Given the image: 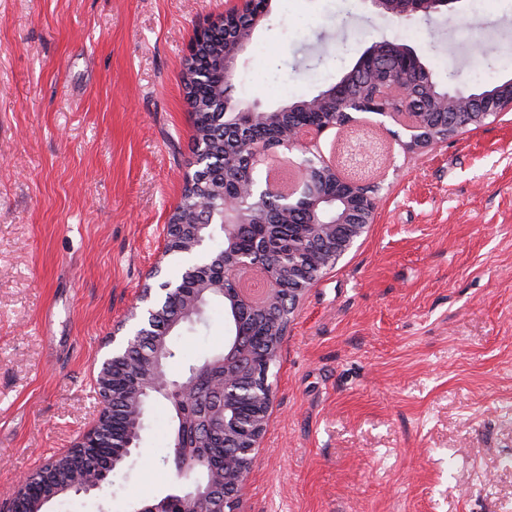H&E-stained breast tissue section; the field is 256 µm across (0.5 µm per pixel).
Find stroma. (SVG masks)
Wrapping results in <instances>:
<instances>
[{"instance_id": "stroma-1", "label": "stroma", "mask_w": 512, "mask_h": 512, "mask_svg": "<svg viewBox=\"0 0 512 512\" xmlns=\"http://www.w3.org/2000/svg\"><path fill=\"white\" fill-rule=\"evenodd\" d=\"M229 0H0V491L81 437L112 331L159 260L194 160L184 63ZM447 80L512 79V0L398 21L364 0H271L235 95L292 103L372 43ZM375 221L304 295L238 512H512V113L404 152L364 114ZM221 307L173 335L170 367L222 351ZM170 406L101 492L49 512H128L172 484Z\"/></svg>"}]
</instances>
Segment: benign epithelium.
<instances>
[{"label": "benign epithelium", "mask_w": 512, "mask_h": 512, "mask_svg": "<svg viewBox=\"0 0 512 512\" xmlns=\"http://www.w3.org/2000/svg\"><path fill=\"white\" fill-rule=\"evenodd\" d=\"M380 13L398 20L415 16L429 17L459 0H366ZM269 0L256 7V0H237V3L208 22L210 28H226L224 54L220 65L224 70V124L237 133L242 128L236 125L237 113L245 112L250 121L256 123L275 121L280 112H272L258 104L241 105L231 96L234 73L242 55L255 33L266 21ZM336 101V117L326 122L288 124L280 149L296 150L300 153L297 163L299 176L287 191L277 189L270 178L258 183L245 181L241 176L234 178V187L207 189L204 191L202 208L208 213L203 222H187L174 211L166 226L164 245L159 259L175 253L193 254L220 232L224 238V252L212 253L205 260L189 267L184 277L195 282V295L185 297L186 288L180 283L168 281L149 285L141 290L139 305L130 319L135 321L134 329L120 335L125 324H120L112 332V349L97 366L94 385L103 408L89 429L78 442L49 459L52 465L66 459L82 448L96 444L97 435L104 423L112 417L113 400L109 380L115 372H120L132 380L131 393L127 398L129 409L136 418L133 429L142 427L148 396L161 390L165 397L180 409H187L195 402L204 401L203 395L214 390L223 395L227 392L238 395L242 388L239 378L242 375L246 349L241 340L234 336L225 339L224 353L207 358L178 380L172 379L162 369V359L166 356L168 332L159 325L162 308L158 304L186 298L185 322L203 320L207 297L211 290L224 288V281H230L235 293L232 309L247 306L257 312H266L278 306V292L283 271L278 265L266 263L261 254L252 256L236 252V241L240 225L251 222L261 211L260 199L273 200L282 207V215L291 218L298 212L310 218V224L321 225L326 230L322 237L310 236L303 239L309 262L322 268L320 257L328 254L332 262H337L366 229L373 223L381 187L352 171L342 173L343 167L324 159L321 152V137L333 128H345L358 123L356 114L370 113L392 120L401 125L403 140L400 145L410 153L432 148L456 136L459 128L451 122V117L459 112L468 116L467 124L483 126L490 120L498 119L506 112H512V79L503 81L489 89L465 91L455 84L454 76H448V84H442L424 62V55L416 48L391 41H380L366 48L354 66L341 76L330 88L309 98L288 106L290 112H325L331 101ZM239 150L249 166L257 167L277 156L279 149H264L243 137H238ZM209 161L208 150L203 141L196 145L194 166L196 175L186 174L184 181L207 180L204 167ZM329 177L336 181V196H325L320 187V178ZM288 278L296 282L290 289L293 307H298L301 298L315 279L310 277L306 265H288ZM159 293L160 303L152 302V294ZM270 367H265L261 376L260 405L262 419L241 420L233 408L222 403L214 408L195 410L182 418L183 427L197 430L203 426L207 430L195 436L192 451L181 443L172 448V463L175 477L171 491L150 501L137 505L133 512H237L238 502L246 480L240 478L230 485L224 484L222 476L208 471V480L200 483L194 474L207 467L204 454L205 444L213 436L210 423L218 421L224 434L242 436L246 440L239 461H229L224 467L241 470L253 466L254 448L258 447L268 425V411L272 404V386L269 383ZM113 460L103 467L71 482L70 488L77 494H90L99 491L107 482ZM31 477L21 479L5 498H0V512H21V504L29 502L27 512H42L44 504L53 499L47 496L33 498L29 493Z\"/></svg>", "instance_id": "1"}]
</instances>
